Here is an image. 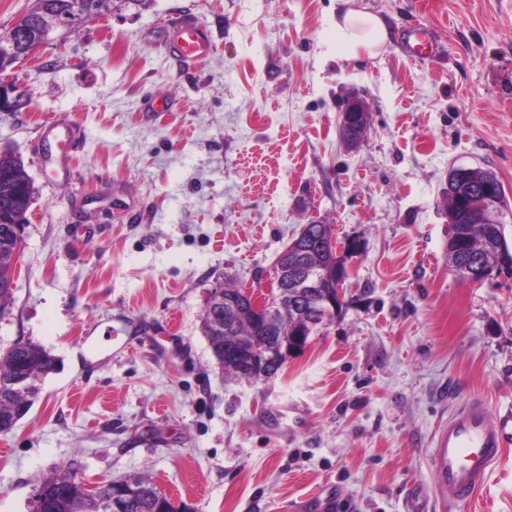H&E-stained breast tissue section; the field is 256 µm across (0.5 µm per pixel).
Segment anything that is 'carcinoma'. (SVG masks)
I'll use <instances>...</instances> for the list:
<instances>
[{"instance_id":"carcinoma-1","label":"carcinoma","mask_w":512,"mask_h":512,"mask_svg":"<svg viewBox=\"0 0 512 512\" xmlns=\"http://www.w3.org/2000/svg\"><path fill=\"white\" fill-rule=\"evenodd\" d=\"M66 0H35V4L16 20L17 29H29L33 21L44 14L63 9ZM486 170L475 169L471 179L460 184L449 183L446 191L448 212V262L451 270L462 281L473 282L475 278L463 273L464 265H481L492 274L494 269L508 268L512 272V254L509 250L500 253L485 248L489 240H505L502 224H472L461 205L463 199L482 190ZM33 181L26 171L22 155L10 148L0 149V316L8 310L12 300L15 272L14 226L28 223L27 213L34 198ZM314 238L310 250L300 254L288 253V264L281 266L283 277H291L296 261L311 268L331 274L330 280L318 288H305L294 303L310 306L324 291L334 289L336 274L345 269V256L339 255L330 245L331 226L311 225ZM306 326L302 314L288 309L278 311L275 339L286 343L297 330ZM201 330L207 338L215 361L223 365L224 347H239L244 344L264 341L267 330L260 315L248 307L224 305L221 327L216 329L203 316ZM58 359L42 345L31 340L13 343L0 352V428L14 427L29 412L40 390V383L57 370ZM30 377L29 387L22 392L14 387L20 371ZM73 464H62L45 480L50 485L44 503V512H113L110 509L112 493L106 484L99 485L97 497L87 495L83 484L74 481ZM136 490L133 497L125 500L121 512H192L188 506L178 510L156 494L157 487L145 477L134 478Z\"/></svg>"}]
</instances>
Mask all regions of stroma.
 Wrapping results in <instances>:
<instances>
[{
    "instance_id": "obj_1",
    "label": "stroma",
    "mask_w": 512,
    "mask_h": 512,
    "mask_svg": "<svg viewBox=\"0 0 512 512\" xmlns=\"http://www.w3.org/2000/svg\"><path fill=\"white\" fill-rule=\"evenodd\" d=\"M390 40L336 53V0H151L119 7L8 70L31 106L0 112V147L36 189L0 318V350L58 360L0 434V512H29L63 463L88 483L143 476L194 512H512V447L469 502L433 486L432 437L461 399L512 409V274L460 281L442 193L456 166L493 170L512 248V0H355ZM189 15L213 54L182 70L164 49ZM424 27L430 61L406 53ZM370 123L344 143L340 107ZM157 100L171 101L165 111ZM84 130L75 178L59 139ZM330 225L350 277L282 372L222 371L201 332L218 283L267 294L303 224ZM340 112L341 126L344 125L347 130L355 134V143L359 144L369 126L367 104L362 99L354 97L347 100ZM46 136L52 135L53 137L63 136L62 142L64 149L61 155L56 159V166L64 176L69 174L72 170L73 152L79 148L83 141V131L80 126L74 123H45L42 126Z\"/></svg>"
}]
</instances>
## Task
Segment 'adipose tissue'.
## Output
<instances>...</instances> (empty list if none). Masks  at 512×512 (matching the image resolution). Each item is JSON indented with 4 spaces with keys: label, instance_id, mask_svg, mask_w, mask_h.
Segmentation results:
<instances>
[{
    "label": "adipose tissue",
    "instance_id": "ef3b65f1",
    "mask_svg": "<svg viewBox=\"0 0 512 512\" xmlns=\"http://www.w3.org/2000/svg\"><path fill=\"white\" fill-rule=\"evenodd\" d=\"M342 9L336 20V46L349 59L377 55L387 44L389 32L383 18L353 8V0H339Z\"/></svg>",
    "mask_w": 512,
    "mask_h": 512
}]
</instances>
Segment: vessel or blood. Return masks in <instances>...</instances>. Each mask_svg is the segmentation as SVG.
I'll list each match as a JSON object with an SVG mask.
<instances>
[{"label": "vessel or blood", "mask_w": 512, "mask_h": 512, "mask_svg": "<svg viewBox=\"0 0 512 512\" xmlns=\"http://www.w3.org/2000/svg\"><path fill=\"white\" fill-rule=\"evenodd\" d=\"M166 47L180 63L198 64L212 52L208 30L194 20L178 17L167 27ZM409 57L424 60L433 56L436 45L424 30L411 32L406 42ZM46 135L62 137L64 150L56 159L61 173L72 170L74 150L83 141V131L73 123L43 124ZM512 445V411L492 417L479 399H465L437 431L433 448V472L439 487L456 500L466 501L486 482L493 465Z\"/></svg>", "instance_id": "vessel-or-blood-1"}]
</instances>
